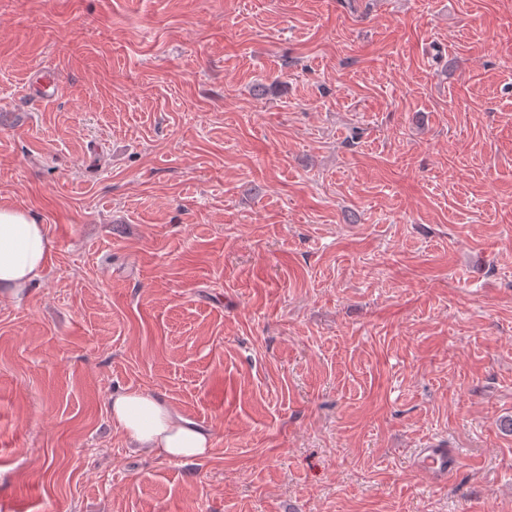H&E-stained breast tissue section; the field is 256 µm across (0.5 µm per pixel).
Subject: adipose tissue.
Returning a JSON list of instances; mask_svg holds the SVG:
<instances>
[{
	"instance_id": "obj_1",
	"label": "adipose tissue",
	"mask_w": 512,
	"mask_h": 512,
	"mask_svg": "<svg viewBox=\"0 0 512 512\" xmlns=\"http://www.w3.org/2000/svg\"><path fill=\"white\" fill-rule=\"evenodd\" d=\"M47 225L30 210L0 205V292L15 296L40 280L50 261ZM112 423L137 447L169 460L209 456L210 431L179 413L162 395L137 389L114 391Z\"/></svg>"
}]
</instances>
